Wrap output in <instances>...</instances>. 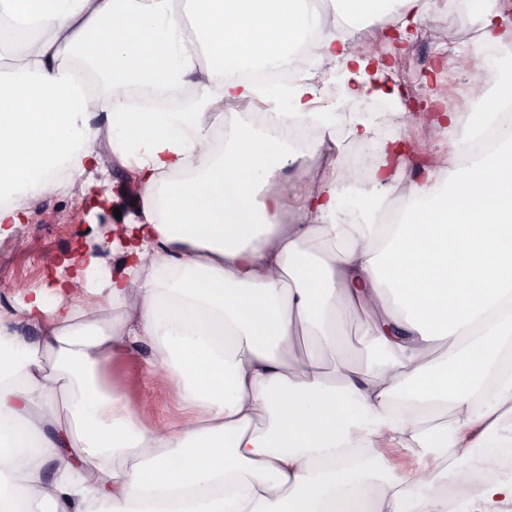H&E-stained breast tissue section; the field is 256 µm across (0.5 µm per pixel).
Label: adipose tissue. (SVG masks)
<instances>
[{
	"label": "adipose tissue",
	"mask_w": 512,
	"mask_h": 512,
	"mask_svg": "<svg viewBox=\"0 0 512 512\" xmlns=\"http://www.w3.org/2000/svg\"><path fill=\"white\" fill-rule=\"evenodd\" d=\"M180 2L0 0V233L28 214L20 186H89L108 155L140 201L115 273L78 251L55 303L36 291L0 310V512H448L440 475L472 449L512 447V19L473 0L480 59L463 73L472 89L497 66L498 111L424 120L446 125L454 152L489 132L492 149L409 179L410 145L384 115L316 108L291 58L302 48L339 72L345 102L385 96L370 80L391 66L354 29L395 12L410 40L430 0ZM185 85L194 95L175 112L126 101L129 86ZM261 102L274 109L256 123ZM359 143L374 148L364 180L340 161ZM291 165L305 184L293 213ZM104 309L120 310L118 327L100 326ZM340 312L387 360L372 374L337 361L336 386L298 345L335 348ZM143 344L181 401L160 428L99 381ZM387 434L419 462L376 489ZM33 443L59 460L54 480L20 466Z\"/></svg>",
	"instance_id": "ef3b65f1"
}]
</instances>
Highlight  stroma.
Listing matches in <instances>:
<instances>
[{"label": "stroma", "instance_id": "35a3bbf8", "mask_svg": "<svg viewBox=\"0 0 512 512\" xmlns=\"http://www.w3.org/2000/svg\"><path fill=\"white\" fill-rule=\"evenodd\" d=\"M478 21L470 11L468 0H458L456 7H449L446 0H434V5L424 27H421L407 50L399 52V63L410 71L413 87L436 89L447 96L454 111H461L471 103L466 94V80L458 68V60L440 61L430 52L433 44L460 42L474 35ZM399 100L379 98L369 94L361 96L355 106L358 112L388 113L389 129L401 130L415 141L418 155L447 156L448 134L446 129L421 130L400 127ZM93 190L82 195L68 183L49 184L29 197L32 216L20 225L23 246H16L13 236L0 237V280L11 282V289L0 291V308L20 305L29 291L43 292L47 299H54L52 281L55 269L63 257L75 248L99 250L108 271H116L118 254L105 248L104 241L118 220H131L138 214L133 205L137 190L133 188L131 173L117 161L106 160L92 178ZM127 185L115 208L99 209L95 205L97 191H111L118 185ZM360 322L346 319L340 325V350L338 354L322 353L320 360L325 372H332L336 357H343L355 370H376L383 362L384 353L366 344ZM151 354L150 347L127 360L108 364L101 372L104 380L124 394L131 403L150 402L153 423L162 425L179 412V400L174 385L163 377L149 375L144 360Z\"/></svg>", "mask_w": 512, "mask_h": 512}]
</instances>
